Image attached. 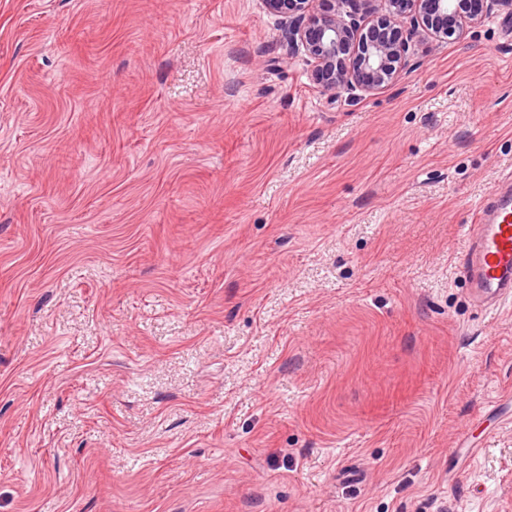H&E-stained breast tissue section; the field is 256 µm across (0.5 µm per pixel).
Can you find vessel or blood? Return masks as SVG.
<instances>
[{
    "mask_svg": "<svg viewBox=\"0 0 512 512\" xmlns=\"http://www.w3.org/2000/svg\"><path fill=\"white\" fill-rule=\"evenodd\" d=\"M464 266L476 301L512 299V176L500 181L467 226Z\"/></svg>",
    "mask_w": 512,
    "mask_h": 512,
    "instance_id": "b4317fda",
    "label": "vessel or blood"
}]
</instances>
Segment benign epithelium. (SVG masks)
Here are the masks:
<instances>
[{
    "mask_svg": "<svg viewBox=\"0 0 512 512\" xmlns=\"http://www.w3.org/2000/svg\"><path fill=\"white\" fill-rule=\"evenodd\" d=\"M286 18L285 37L302 48L308 79L321 94H374L392 85L409 62L412 35L460 39L512 0H263Z\"/></svg>",
    "mask_w": 512,
    "mask_h": 512,
    "instance_id": "benign-epithelium-1",
    "label": "benign epithelium"
}]
</instances>
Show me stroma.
I'll use <instances>...</instances> for the list:
<instances>
[{"mask_svg": "<svg viewBox=\"0 0 512 512\" xmlns=\"http://www.w3.org/2000/svg\"><path fill=\"white\" fill-rule=\"evenodd\" d=\"M262 0H0V512H512V13L327 97ZM464 266L473 297L487 306L512 299V176L500 181L467 224Z\"/></svg>", "mask_w": 512, "mask_h": 512, "instance_id": "obj_1", "label": "stroma"}]
</instances>
